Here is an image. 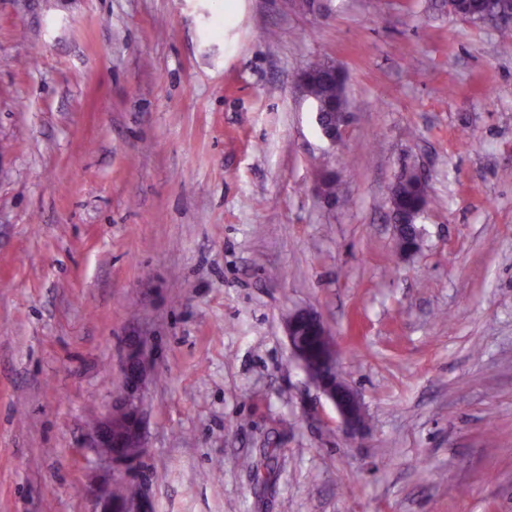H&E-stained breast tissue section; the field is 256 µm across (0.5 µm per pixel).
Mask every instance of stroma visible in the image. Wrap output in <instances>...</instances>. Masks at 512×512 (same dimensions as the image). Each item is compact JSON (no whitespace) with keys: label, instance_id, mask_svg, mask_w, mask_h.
<instances>
[{"label":"stroma","instance_id":"obj_1","mask_svg":"<svg viewBox=\"0 0 512 512\" xmlns=\"http://www.w3.org/2000/svg\"><path fill=\"white\" fill-rule=\"evenodd\" d=\"M448 0H0V512H512V54ZM349 103L330 142L298 87ZM431 202L396 250L404 166ZM335 174L327 200L317 178ZM317 312L368 428L291 357ZM148 364L147 451L88 437ZM326 65L314 63L305 69L309 76L308 92L316 103V112H345L347 100L345 98L343 81L334 67L333 75ZM305 72L299 75V83L307 92L308 79ZM115 491V490H114ZM112 487L104 490L100 498V510L96 512H149V499L140 491L133 501L119 502L115 499Z\"/></svg>","mask_w":512,"mask_h":512}]
</instances>
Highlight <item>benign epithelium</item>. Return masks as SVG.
<instances>
[{
	"mask_svg": "<svg viewBox=\"0 0 512 512\" xmlns=\"http://www.w3.org/2000/svg\"><path fill=\"white\" fill-rule=\"evenodd\" d=\"M291 356L334 405L340 423L350 433L366 427L360 395L342 381L336 371V343L320 316L306 309L295 311L286 327ZM147 374L145 359L138 347L125 356V382L122 397L115 401L98 421L91 447L113 466L131 467L145 454L140 391ZM98 512H150L149 499L138 495L132 501L119 502L114 491L104 490Z\"/></svg>",
	"mask_w": 512,
	"mask_h": 512,
	"instance_id": "1",
	"label": "benign epithelium"
}]
</instances>
